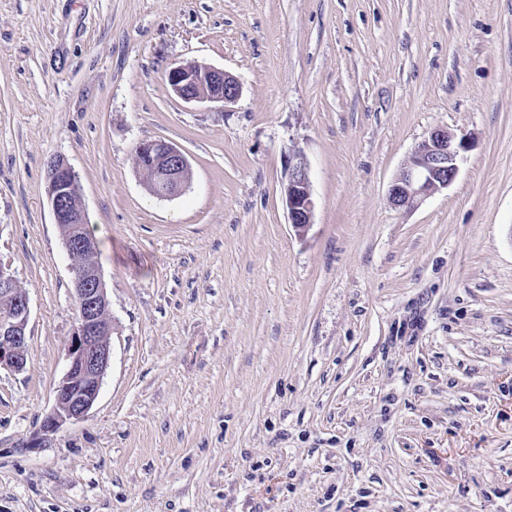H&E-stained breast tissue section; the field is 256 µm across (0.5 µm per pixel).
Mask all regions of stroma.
Instances as JSON below:
<instances>
[{"label":"stroma","instance_id":"1","mask_svg":"<svg viewBox=\"0 0 512 512\" xmlns=\"http://www.w3.org/2000/svg\"><path fill=\"white\" fill-rule=\"evenodd\" d=\"M189 62L240 98H177ZM437 128L469 142L456 179L394 207ZM152 139L187 156L182 194L148 192ZM57 156L111 361L33 448L76 320ZM0 262L30 304L0 512H512V0H0ZM171 92L192 103H215L226 107L242 92L239 81L223 69L199 63L177 64L165 75ZM290 163L292 165L288 183L283 188V200L289 224L299 233H304L313 224L316 205L304 158L300 153L294 154Z\"/></svg>","mask_w":512,"mask_h":512}]
</instances>
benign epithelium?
I'll return each instance as SVG.
<instances>
[{"mask_svg": "<svg viewBox=\"0 0 512 512\" xmlns=\"http://www.w3.org/2000/svg\"><path fill=\"white\" fill-rule=\"evenodd\" d=\"M171 92L192 103H234L242 92L239 81L222 69L199 63L177 64L165 75ZM468 148L467 139L445 128L433 130L413 151L408 163L389 189L391 203L411 209L425 197L448 188L459 172V162ZM136 155L154 158L148 180L159 198L175 196L190 181L187 157L171 143L140 142ZM47 197L54 222L74 261L73 296L76 324L68 346L69 366L55 390L54 405L44 416L40 431L49 433L69 421L82 419L96 402L111 355L112 320L102 273L97 263L81 260L93 256L96 240L83 229L85 211L79 205L80 187L72 167L61 157L51 161L47 174ZM283 200L289 223L300 233L311 224L315 200L304 158L292 155ZM29 299L9 268L0 262V369L20 371L25 367L28 344Z\"/></svg>", "mask_w": 512, "mask_h": 512, "instance_id": "benign-epithelium-1", "label": "benign epithelium"}]
</instances>
